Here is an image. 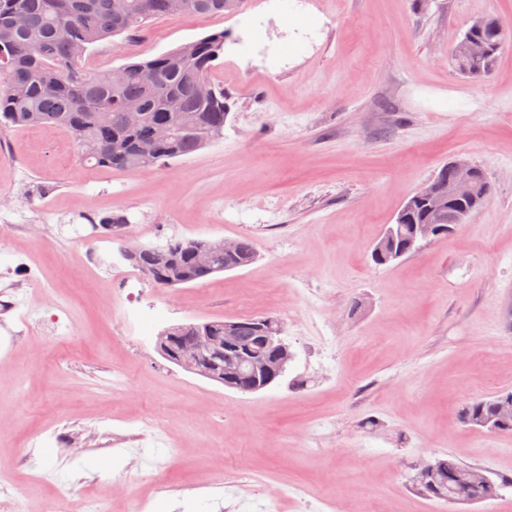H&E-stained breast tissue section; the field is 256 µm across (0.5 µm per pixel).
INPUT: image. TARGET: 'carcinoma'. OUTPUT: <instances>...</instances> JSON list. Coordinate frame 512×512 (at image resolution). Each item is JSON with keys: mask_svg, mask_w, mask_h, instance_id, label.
Returning a JSON list of instances; mask_svg holds the SVG:
<instances>
[{"mask_svg": "<svg viewBox=\"0 0 512 512\" xmlns=\"http://www.w3.org/2000/svg\"><path fill=\"white\" fill-rule=\"evenodd\" d=\"M166 0H0V127L51 126L72 132L81 160L92 167L137 171L161 166L204 148L203 140L219 139L227 115L224 88L211 78L214 62L224 52V33L207 35L180 45L150 59L123 65L126 78L112 82V71L88 73L82 59L89 46L104 39L128 37L145 28L154 18L168 15ZM242 0H190L188 12L195 15H223L238 11ZM69 34L58 35L60 25ZM466 34L484 40L489 55L470 62L457 52L452 54L456 69L467 76L479 70L488 75L505 45L504 34L477 32ZM141 106V121L127 126L123 119L126 104ZM161 124L191 132L170 140L158 156L141 158L135 145ZM398 216L405 223L423 224L434 217L428 204L408 197ZM94 224L112 225L110 236L123 239L124 215L100 219L90 214ZM239 252L221 255L209 269L197 266L193 253L184 249L190 239L171 238L167 245L175 254L161 258L162 272L177 286L191 285L213 274L250 265L256 259L249 236L239 238ZM377 246L386 262L395 260V251L404 239L383 236ZM512 396L500 390L488 398L476 399L462 410L464 423L480 427L493 414L496 404ZM468 466L453 456L432 461L431 473L415 480L420 494L440 501L460 497L465 504L487 500L485 489L461 480Z\"/></svg>", "mask_w": 512, "mask_h": 512, "instance_id": "1", "label": "carcinoma"}]
</instances>
